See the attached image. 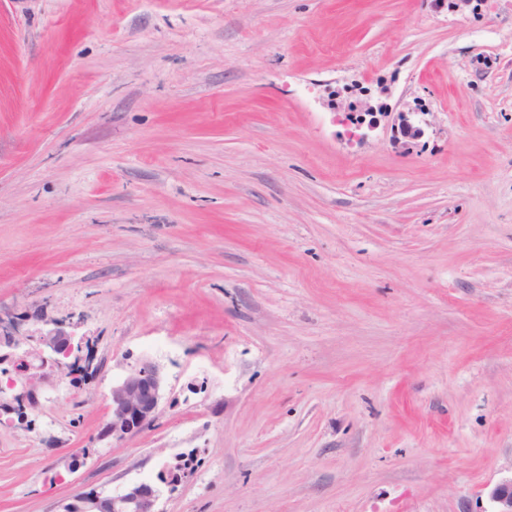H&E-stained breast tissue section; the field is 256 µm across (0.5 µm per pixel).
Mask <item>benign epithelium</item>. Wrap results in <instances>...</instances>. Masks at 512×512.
I'll return each instance as SVG.
<instances>
[{
	"mask_svg": "<svg viewBox=\"0 0 512 512\" xmlns=\"http://www.w3.org/2000/svg\"><path fill=\"white\" fill-rule=\"evenodd\" d=\"M78 326L36 318L33 328L21 330L0 317V426L30 430L43 393L63 383L82 359L89 337L76 336ZM163 396L159 368L143 362L112 385L101 437L123 442L147 429L156 420ZM185 477L181 455L173 456L156 475L120 494L92 490L59 503L58 512H160V485L173 486ZM491 512H512V477L484 488Z\"/></svg>",
	"mask_w": 512,
	"mask_h": 512,
	"instance_id": "1",
	"label": "benign epithelium"
}]
</instances>
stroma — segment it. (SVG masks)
<instances>
[{
  "label": "stroma",
  "mask_w": 512,
  "mask_h": 512,
  "mask_svg": "<svg viewBox=\"0 0 512 512\" xmlns=\"http://www.w3.org/2000/svg\"><path fill=\"white\" fill-rule=\"evenodd\" d=\"M0 316L80 323L93 354L0 427V512L190 451L160 512H490L512 0H0ZM145 360L156 421L98 440Z\"/></svg>",
  "instance_id": "stroma-1"
}]
</instances>
